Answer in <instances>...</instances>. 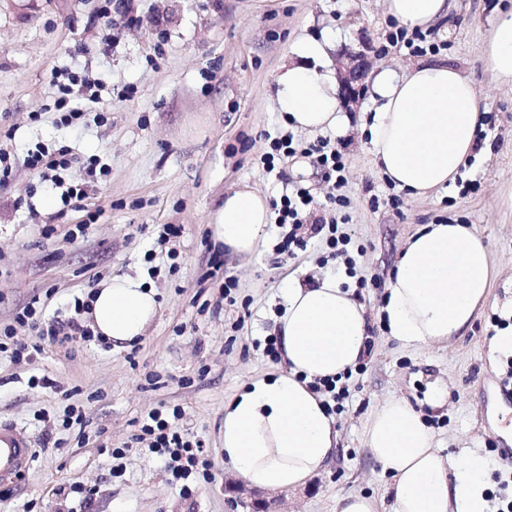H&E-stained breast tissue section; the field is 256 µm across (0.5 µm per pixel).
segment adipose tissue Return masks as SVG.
<instances>
[{
  "instance_id": "adipose-tissue-1",
  "label": "adipose tissue",
  "mask_w": 512,
  "mask_h": 512,
  "mask_svg": "<svg viewBox=\"0 0 512 512\" xmlns=\"http://www.w3.org/2000/svg\"><path fill=\"white\" fill-rule=\"evenodd\" d=\"M386 6L390 16L419 28L448 16L453 0H386ZM327 47L302 41L297 63L278 75L280 100L296 128L326 131L343 121L326 70ZM486 52L498 79L512 83V8L497 14ZM370 90L376 108L361 129L387 179L414 196L455 184L473 155L481 120L472 82L458 68L433 62L402 78L377 71ZM270 217L268 197L242 185L216 211L214 240L234 255L253 256ZM492 278L488 248L473 225H425L400 254L380 316L404 346L450 341L470 327ZM157 309L154 289L116 276L94 292L89 318L95 335L118 348L142 336ZM276 329L286 369L252 381L225 403L224 456L250 487L294 490L325 471L340 445L333 416L309 385L356 368L368 319L336 277L310 282L294 274ZM363 442L390 478L389 499L352 491L337 496L336 512H486L484 459L471 455L460 466L442 457L406 399L385 401L367 420Z\"/></svg>"
}]
</instances>
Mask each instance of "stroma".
Here are the masks:
<instances>
[{
	"label": "stroma",
	"instance_id": "obj_1",
	"mask_svg": "<svg viewBox=\"0 0 512 512\" xmlns=\"http://www.w3.org/2000/svg\"><path fill=\"white\" fill-rule=\"evenodd\" d=\"M105 16L102 0H0V151L11 173L0 183V330L34 332L14 318L38 302L45 322L69 316L115 276L155 289L159 309L135 345L93 339L45 347L35 362L0 354V422L23 431L36 460L9 488L0 512H77L74 485L92 489L90 512H249V489L224 457V403L280 362L266 354L285 308L289 274H328L366 306L372 342L363 370L343 382L348 395L335 418V462L304 486L281 494V512H334L337 495L385 497L388 479L363 445V427L388 397L407 399L426 419L442 456L484 457L488 491L498 492L507 463L496 453L512 430V403L500 392L511 356L490 349L512 327V87L499 82L485 52L502 0H456L427 26L438 48H384L392 21L384 0H128ZM334 38L331 73L349 51L365 52L370 70L405 76L420 63L445 61L478 91L482 139L458 184L419 197L398 193L375 163L360 130L374 105L369 93L346 108L347 128L331 134L345 162L344 208L310 158L268 171L269 138L288 122L276 76L306 38ZM75 72L102 79L100 119L75 127L44 111L55 85ZM73 163L60 189L28 165L31 152ZM249 184L277 203L309 188L318 213L337 219L351 243L345 264L319 238L288 252L284 229L267 224L252 260L218 253L211 221L225 193ZM52 198L53 208L43 206ZM474 225L497 269L488 302L451 342L424 349L388 336L378 315L387 281L409 236L422 225ZM85 225L74 238L75 225ZM178 236L164 245L163 225ZM235 283L225 290V279ZM50 385H32V376ZM442 405H435L438 391ZM82 406V431L61 425L67 405ZM161 412L203 446L206 477L186 496L160 458L136 449L144 416ZM124 449L122 459L109 451Z\"/></svg>",
	"mask_w": 512,
	"mask_h": 512
}]
</instances>
